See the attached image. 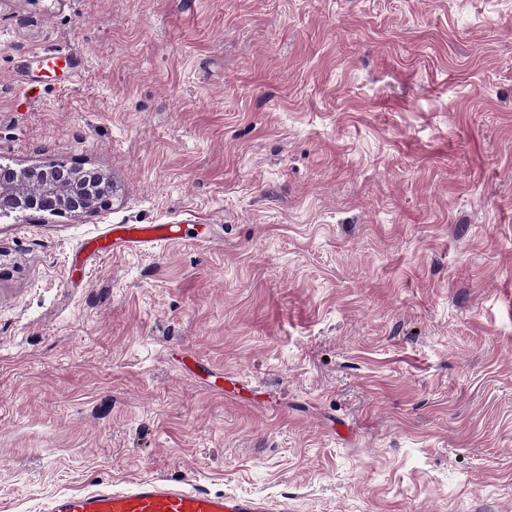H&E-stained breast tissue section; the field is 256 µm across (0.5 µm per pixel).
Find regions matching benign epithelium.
I'll return each mask as SVG.
<instances>
[{
	"mask_svg": "<svg viewBox=\"0 0 512 512\" xmlns=\"http://www.w3.org/2000/svg\"><path fill=\"white\" fill-rule=\"evenodd\" d=\"M81 180L62 166L14 169L0 165V217L9 215L3 203L17 204L25 211L54 214L92 211L101 203L88 189L79 190Z\"/></svg>",
	"mask_w": 512,
	"mask_h": 512,
	"instance_id": "7a95c632",
	"label": "benign epithelium"
}]
</instances>
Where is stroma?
<instances>
[{"label": "stroma", "mask_w": 512, "mask_h": 512, "mask_svg": "<svg viewBox=\"0 0 512 512\" xmlns=\"http://www.w3.org/2000/svg\"><path fill=\"white\" fill-rule=\"evenodd\" d=\"M0 162V512H512V0H0ZM44 173V179L39 177ZM47 180L51 188L38 189L36 185ZM84 181L73 178L71 169L56 165L48 167L14 169L0 165V217L11 213L3 203L18 204L23 211L51 212L54 214L82 213L95 210L104 200L90 189L75 186ZM185 224H115L90 246L97 256L112 253L119 246L137 248L155 243L181 241L187 237ZM264 499L211 493L163 477L146 476L123 488L100 487L60 494L45 512H273Z\"/></svg>", "instance_id": "stroma-1"}]
</instances>
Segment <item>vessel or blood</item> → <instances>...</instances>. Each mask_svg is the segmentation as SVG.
<instances>
[{"label": "vessel or blood", "mask_w": 512, "mask_h": 512, "mask_svg": "<svg viewBox=\"0 0 512 512\" xmlns=\"http://www.w3.org/2000/svg\"><path fill=\"white\" fill-rule=\"evenodd\" d=\"M186 236L187 229L181 224H118L96 238L90 251L102 256L122 245L137 248ZM45 512H273V508L264 499L213 493L146 476L123 488L106 486L54 496Z\"/></svg>", "instance_id": "1"}]
</instances>
